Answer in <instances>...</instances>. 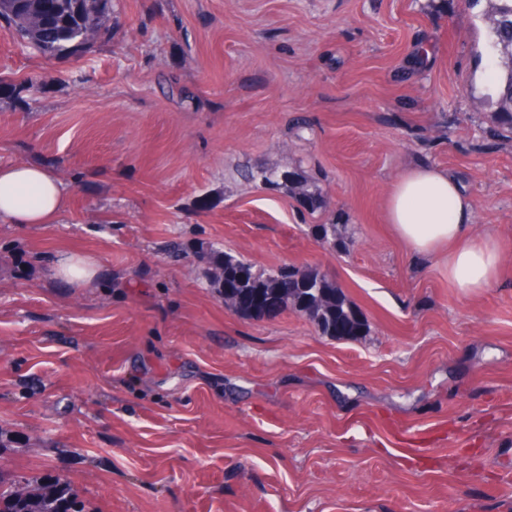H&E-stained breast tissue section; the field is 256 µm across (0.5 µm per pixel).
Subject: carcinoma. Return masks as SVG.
<instances>
[{"instance_id":"1","label":"carcinoma","mask_w":512,"mask_h":512,"mask_svg":"<svg viewBox=\"0 0 512 512\" xmlns=\"http://www.w3.org/2000/svg\"><path fill=\"white\" fill-rule=\"evenodd\" d=\"M487 9L480 15L488 33V64L497 99L494 119L512 135V0H486ZM18 6L12 14L3 9L0 17L7 20L10 35L18 42L44 55L69 58L91 51L106 32L112 0H11ZM288 193L311 201L314 208L322 205L320 194L307 183L288 174ZM252 269L247 260L224 254L223 259L207 270L209 282L222 288L224 281L234 279L240 269ZM292 282L283 288L274 271H257L242 286L234 288V296L246 298L238 314L262 318L283 310H291L310 320L323 336L351 339L365 333L366 323L358 309L348 300L336 280L318 269L287 267Z\"/></svg>"}]
</instances>
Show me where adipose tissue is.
<instances>
[{"label":"adipose tissue","mask_w":512,"mask_h":512,"mask_svg":"<svg viewBox=\"0 0 512 512\" xmlns=\"http://www.w3.org/2000/svg\"><path fill=\"white\" fill-rule=\"evenodd\" d=\"M67 191L51 171L32 164H0V219L11 224H53ZM386 220L407 251L446 257L448 283L474 295L497 280L502 254L493 236L473 232L474 207L460 179L448 170L413 166L391 186Z\"/></svg>","instance_id":"1"}]
</instances>
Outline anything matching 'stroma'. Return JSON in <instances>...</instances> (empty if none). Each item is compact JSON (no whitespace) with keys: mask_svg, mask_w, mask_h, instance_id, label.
<instances>
[{"mask_svg":"<svg viewBox=\"0 0 512 512\" xmlns=\"http://www.w3.org/2000/svg\"><path fill=\"white\" fill-rule=\"evenodd\" d=\"M483 9L112 0L70 59L0 21V163L68 189L57 223L0 220L1 494L59 474L96 512H512V139ZM411 165L472 196L492 287L459 295L386 224ZM335 222L346 246L313 232ZM62 251L96 258L90 287L50 274ZM226 253L326 273L366 334L230 310L204 276ZM285 187L289 194L300 197L301 199H307L311 201L314 209L319 208L322 205V199L317 190H313L307 182H303L298 178L286 174L285 175Z\"/></svg>","mask_w":512,"mask_h":512,"instance_id":"obj_1","label":"stroma"}]
</instances>
